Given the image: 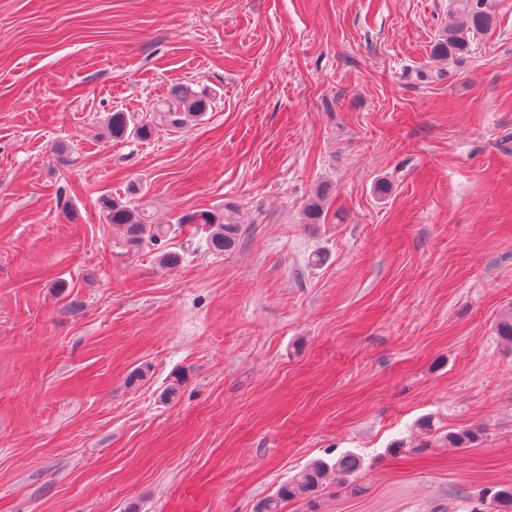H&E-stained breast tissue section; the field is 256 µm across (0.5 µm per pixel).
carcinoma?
Masks as SVG:
<instances>
[{"label": "carcinoma", "mask_w": 512, "mask_h": 512, "mask_svg": "<svg viewBox=\"0 0 512 512\" xmlns=\"http://www.w3.org/2000/svg\"><path fill=\"white\" fill-rule=\"evenodd\" d=\"M462 23L448 29V37L436 46L440 56H452L468 51L470 36L485 33L493 26V15L486 6L487 0H455ZM211 95L206 90L199 91L191 84L173 86L153 109L151 115L138 119L126 112H112L105 118L109 135L115 139L130 135L148 138L156 126L179 128L191 120H196L206 112ZM326 195L318 190L304 207L306 223L317 224L324 210ZM100 208L108 223L117 226L123 236L125 246L135 252L155 246L162 239L185 224H200L207 229L206 249L214 254L233 250L244 232L243 225L235 223L226 207L217 210H202L179 216L174 224H152L141 205L130 200L114 197L100 199ZM481 433L474 428L459 429L439 439L440 444L452 448H466L479 440ZM361 458L353 453L339 457L328 463L322 459L309 463L275 494L262 501L256 512H281L286 500L299 499L305 504V512H316V493L323 486L327 476L334 473L353 474L360 470ZM512 506V486L490 487L484 491L471 512H500Z\"/></svg>", "instance_id": "cac0c4a2"}]
</instances>
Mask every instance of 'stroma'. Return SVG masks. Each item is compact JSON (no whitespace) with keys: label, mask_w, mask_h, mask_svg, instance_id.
Here are the masks:
<instances>
[{"label":"stroma","mask_w":512,"mask_h":512,"mask_svg":"<svg viewBox=\"0 0 512 512\" xmlns=\"http://www.w3.org/2000/svg\"><path fill=\"white\" fill-rule=\"evenodd\" d=\"M489 6L446 58L453 0H0V512H253L350 451L319 512L512 484V0ZM187 82L216 92L199 120L106 133ZM104 195L162 223L230 204L245 234L214 255L185 226L169 270ZM481 437V433L478 429L465 428L459 429L456 432H448L447 435L441 437L438 441L440 444H436L441 448L442 445H448L452 448H467L474 444Z\"/></svg>","instance_id":"35a3bbf8"}]
</instances>
